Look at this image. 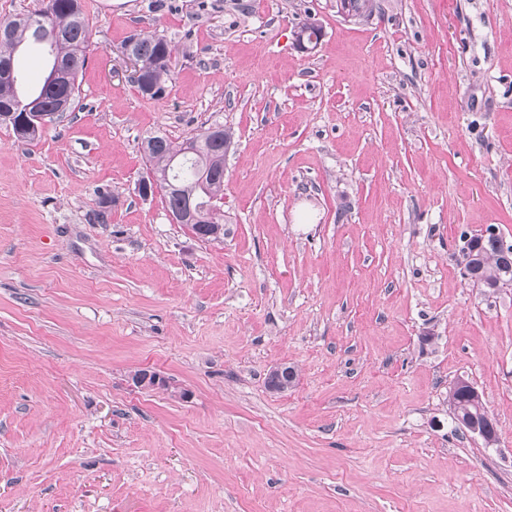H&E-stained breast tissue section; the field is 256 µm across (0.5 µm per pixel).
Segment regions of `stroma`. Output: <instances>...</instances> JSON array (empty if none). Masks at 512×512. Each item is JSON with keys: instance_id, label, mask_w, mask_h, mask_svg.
<instances>
[{"instance_id": "obj_1", "label": "stroma", "mask_w": 512, "mask_h": 512, "mask_svg": "<svg viewBox=\"0 0 512 512\" xmlns=\"http://www.w3.org/2000/svg\"><path fill=\"white\" fill-rule=\"evenodd\" d=\"M86 16L72 111L33 142L0 124V512H512V288L460 256L512 244V0ZM136 31L173 48L162 98L119 51ZM215 122L220 244L137 190L145 138ZM143 368L167 387L134 388ZM460 375L494 446L450 417ZM295 29L299 31L307 47H316L321 39L323 27L320 21L315 18V15L305 13L304 17L300 18V21L296 24ZM297 30L294 32L296 46H298ZM312 37H315V43H312Z\"/></svg>"}]
</instances>
